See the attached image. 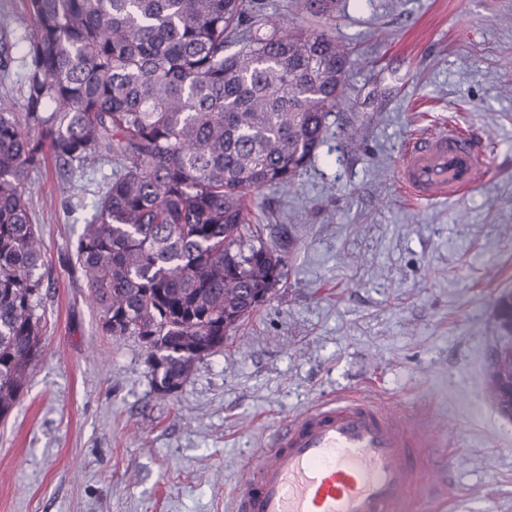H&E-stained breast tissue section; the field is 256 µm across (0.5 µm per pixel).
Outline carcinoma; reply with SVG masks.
Listing matches in <instances>:
<instances>
[{
    "instance_id": "carcinoma-1",
    "label": "carcinoma",
    "mask_w": 512,
    "mask_h": 512,
    "mask_svg": "<svg viewBox=\"0 0 512 512\" xmlns=\"http://www.w3.org/2000/svg\"><path fill=\"white\" fill-rule=\"evenodd\" d=\"M23 116L0 96V419L38 356L43 264L29 174L51 155L69 184L109 166L76 240L105 333L136 337L153 390L194 365L281 280L276 249L249 234L253 200L307 167L342 101L353 52L288 31L264 0H26ZM313 18L336 0H300ZM15 38L0 32V80ZM494 354L512 355V291L495 303Z\"/></svg>"
}]
</instances>
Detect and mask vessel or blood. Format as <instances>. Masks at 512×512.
Instances as JSON below:
<instances>
[{"mask_svg": "<svg viewBox=\"0 0 512 512\" xmlns=\"http://www.w3.org/2000/svg\"><path fill=\"white\" fill-rule=\"evenodd\" d=\"M486 165L472 138L431 131L409 140L397 182L416 200H451L474 188ZM426 445L399 414L359 398L324 402L273 437L233 512H397Z\"/></svg>", "mask_w": 512, "mask_h": 512, "instance_id": "vessel-or-blood-1", "label": "vessel or blood"}]
</instances>
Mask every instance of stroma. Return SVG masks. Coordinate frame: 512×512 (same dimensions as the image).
I'll return each mask as SVG.
<instances>
[{"mask_svg":"<svg viewBox=\"0 0 512 512\" xmlns=\"http://www.w3.org/2000/svg\"><path fill=\"white\" fill-rule=\"evenodd\" d=\"M358 51L328 137L288 193L256 191L284 276L183 388L156 394L136 338L100 326L73 245L90 210L30 175L44 264L41 352L0 422V512H232L293 417L363 397L431 437L401 512H512V418L489 388L494 299L512 290V0H338ZM460 128L476 187L420 202L396 180L412 132Z\"/></svg>","mask_w":512,"mask_h":512,"instance_id":"stroma-1","label":"stroma"}]
</instances>
